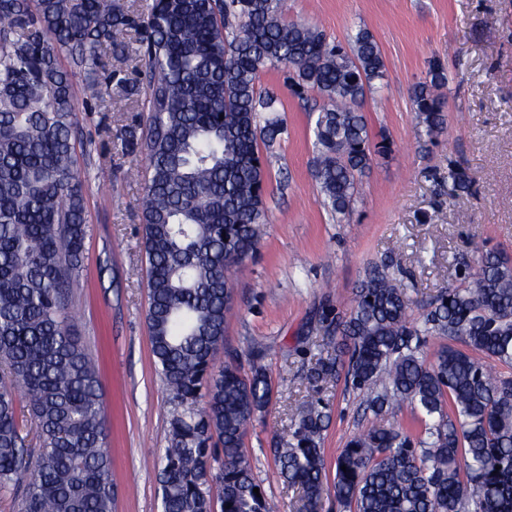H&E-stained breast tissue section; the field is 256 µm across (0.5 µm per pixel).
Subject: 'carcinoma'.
Wrapping results in <instances>:
<instances>
[{
    "instance_id": "cac0c4a2",
    "label": "carcinoma",
    "mask_w": 512,
    "mask_h": 512,
    "mask_svg": "<svg viewBox=\"0 0 512 512\" xmlns=\"http://www.w3.org/2000/svg\"><path fill=\"white\" fill-rule=\"evenodd\" d=\"M284 0H164L145 13L104 0H0V491L13 512H112L107 403L98 364L72 331V288L84 267V183L76 167L69 57L97 99L103 56L137 36L147 90L139 200L147 258V326L169 398L162 512H274L243 452L272 386L264 369L218 362L231 271L268 223L259 143L284 131L277 98L258 90L279 65L326 101L315 120L314 177L340 220L358 177L387 146L371 145L361 111L385 63L360 29L349 47ZM439 63L411 102L426 135L443 123ZM468 189L448 171V195ZM468 285L409 314L404 281L384 266L361 279L342 318H322L311 388L345 379L374 421L336 453L326 483V408L312 402L271 448L299 512L324 497L353 512H512V261L481 254ZM462 344L428 349L427 337ZM412 410L411 426L384 419ZM259 489L254 493L253 489Z\"/></svg>"
}]
</instances>
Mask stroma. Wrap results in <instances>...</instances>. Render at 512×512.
<instances>
[{
    "label": "stroma",
    "instance_id": "1",
    "mask_svg": "<svg viewBox=\"0 0 512 512\" xmlns=\"http://www.w3.org/2000/svg\"><path fill=\"white\" fill-rule=\"evenodd\" d=\"M283 19L307 20L331 41L367 29L386 64L361 110L372 142L387 149L360 178L341 222L324 207L314 178L322 97L296 94L281 68L258 81L260 91L278 97L284 132L262 149L268 222L256 253L232 272L234 310L223 347L243 371L259 365L267 372L272 401L250 426L245 452L276 512H297L298 493L280 480L270 452L296 409L326 404L329 464L372 422L365 394L345 381L317 391L307 384L320 355L323 313L346 312L353 288L377 265L408 283L418 314L440 291L460 285L482 252L512 257V0H286ZM435 62L448 83L441 90L445 123L430 137L409 94ZM142 100L112 83L74 117L91 227L75 290V334L97 358L107 392L112 512H161L158 453L170 417L146 321L142 182L130 177L136 157L120 140L125 130L144 127ZM101 167L112 171L104 184L94 179ZM452 168L469 182L454 198Z\"/></svg>",
    "mask_w": 512,
    "mask_h": 512
}]
</instances>
